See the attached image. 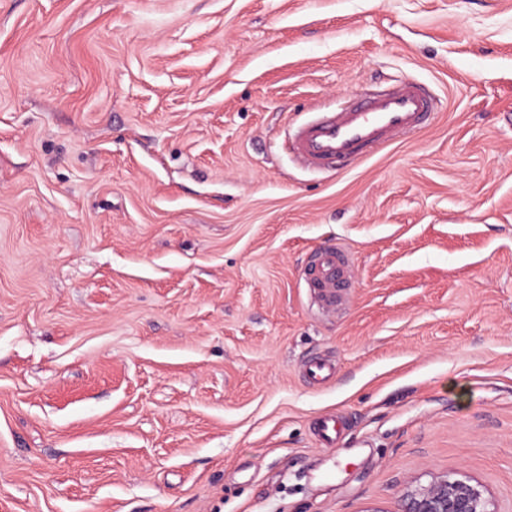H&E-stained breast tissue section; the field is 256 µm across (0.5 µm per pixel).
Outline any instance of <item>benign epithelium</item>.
Masks as SVG:
<instances>
[{
    "instance_id": "1",
    "label": "benign epithelium",
    "mask_w": 512,
    "mask_h": 512,
    "mask_svg": "<svg viewBox=\"0 0 512 512\" xmlns=\"http://www.w3.org/2000/svg\"><path fill=\"white\" fill-rule=\"evenodd\" d=\"M401 512H494L488 491L466 476L446 474L409 489Z\"/></svg>"
}]
</instances>
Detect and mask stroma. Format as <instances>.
Here are the masks:
<instances>
[{
	"instance_id": "obj_1",
	"label": "stroma",
	"mask_w": 512,
	"mask_h": 512,
	"mask_svg": "<svg viewBox=\"0 0 512 512\" xmlns=\"http://www.w3.org/2000/svg\"><path fill=\"white\" fill-rule=\"evenodd\" d=\"M401 78L424 129L283 149ZM511 117L512 0H0V512H512ZM348 264L341 248L325 246L316 250L307 282L324 308L334 309L336 306V288H342ZM303 372L310 383L320 384L333 380L336 375V368L334 364L315 357L304 365ZM341 422L333 414H326L318 420L315 435L322 447L334 448L339 442ZM466 476L446 474L429 485L408 489L400 512H496L488 491Z\"/></svg>"
}]
</instances>
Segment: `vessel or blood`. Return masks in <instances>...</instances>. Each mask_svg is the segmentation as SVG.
<instances>
[{"label": "vessel or blood", "instance_id": "vessel-or-blood-1", "mask_svg": "<svg viewBox=\"0 0 512 512\" xmlns=\"http://www.w3.org/2000/svg\"><path fill=\"white\" fill-rule=\"evenodd\" d=\"M433 110L434 100L420 84L403 81L391 89L348 103L338 111L320 113L297 129L290 148L306 166L345 167L362 159L376 146L421 129ZM346 265L341 248L325 246L316 250L307 282L324 308L335 307L336 290L347 275ZM303 372L310 383L320 384L333 380L336 368L315 357L305 364ZM340 428L335 415L327 414L319 419L315 435L321 446L336 447Z\"/></svg>", "mask_w": 512, "mask_h": 512}]
</instances>
